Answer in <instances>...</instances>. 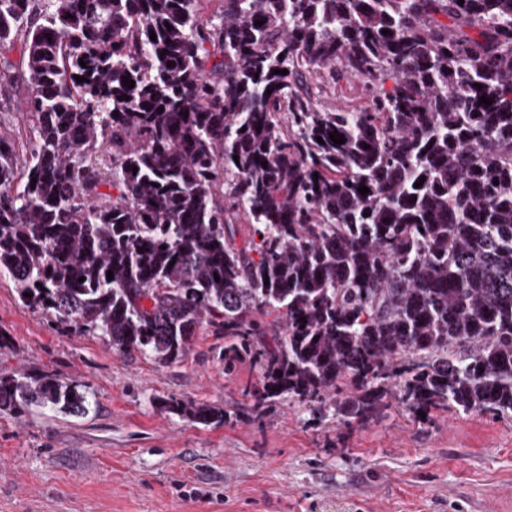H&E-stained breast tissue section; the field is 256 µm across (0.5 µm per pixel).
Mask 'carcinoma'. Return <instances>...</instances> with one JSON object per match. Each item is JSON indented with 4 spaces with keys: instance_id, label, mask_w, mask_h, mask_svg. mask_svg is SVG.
Listing matches in <instances>:
<instances>
[{
    "instance_id": "1",
    "label": "carcinoma",
    "mask_w": 512,
    "mask_h": 512,
    "mask_svg": "<svg viewBox=\"0 0 512 512\" xmlns=\"http://www.w3.org/2000/svg\"><path fill=\"white\" fill-rule=\"evenodd\" d=\"M201 2L0 0V86L32 119L0 132V275L159 363L211 330L224 370L258 367L255 409L324 422L348 381L334 413L361 423L396 391L512 414V0ZM352 82L362 105L319 104ZM87 406L0 376V410Z\"/></svg>"
}]
</instances>
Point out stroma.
<instances>
[{
  "mask_svg": "<svg viewBox=\"0 0 512 512\" xmlns=\"http://www.w3.org/2000/svg\"><path fill=\"white\" fill-rule=\"evenodd\" d=\"M0 376L76 385L82 416L0 411V512H512V415L388 401L367 424L313 421L281 396L252 412V361L225 372L223 337L163 364L122 354L25 306L0 276ZM212 405L203 425L172 400Z\"/></svg>",
  "mask_w": 512,
  "mask_h": 512,
  "instance_id": "35a3bbf8",
  "label": "stroma"
}]
</instances>
